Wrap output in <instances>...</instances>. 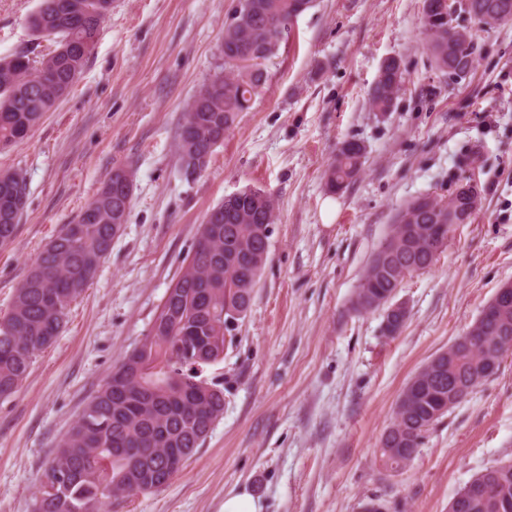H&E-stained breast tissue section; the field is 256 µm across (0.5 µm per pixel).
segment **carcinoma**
Returning <instances> with one entry per match:
<instances>
[{"mask_svg":"<svg viewBox=\"0 0 512 512\" xmlns=\"http://www.w3.org/2000/svg\"><path fill=\"white\" fill-rule=\"evenodd\" d=\"M501 0H479L476 20L493 26L507 21ZM312 0H240L224 26V70L215 73L186 107L178 142L182 176L204 172L216 139L236 127L267 81L266 62L276 55L294 18ZM112 0H39L30 29L53 43L46 54L26 52L0 59V145L22 142L45 113L56 109L82 74L94 36ZM444 0H424L423 29L437 67L457 78L473 69L474 46L465 27L448 30ZM403 82L401 62L383 65L370 89L379 112L390 111ZM365 148L345 141L326 173L333 193L364 171ZM132 195L100 190L37 256L16 288L9 313L0 319V400L8 399L29 375L36 357L60 333L70 305L96 276L126 223ZM27 202V182L17 170L0 171V244L11 241ZM475 216L470 202L450 194L416 197L397 210L390 232L372 255L351 301L356 313L383 309V334L405 323L386 314L407 275L431 269L447 246L454 224ZM276 205L261 189L246 187L212 207L198 240L171 282L165 306L148 333L112 369L92 396L46 469L34 512H106L107 501L167 487L170 455L191 458L224 413V386L201 377L224 359V336L250 309L254 288L276 223ZM453 341L406 384L394 421L379 442L385 469L398 472L413 460L425 434L441 417L489 380V362L512 351V301L498 305ZM476 490L460 489L448 512H512V464L485 468Z\"/></svg>","mask_w":512,"mask_h":512,"instance_id":"carcinoma-1","label":"carcinoma"}]
</instances>
